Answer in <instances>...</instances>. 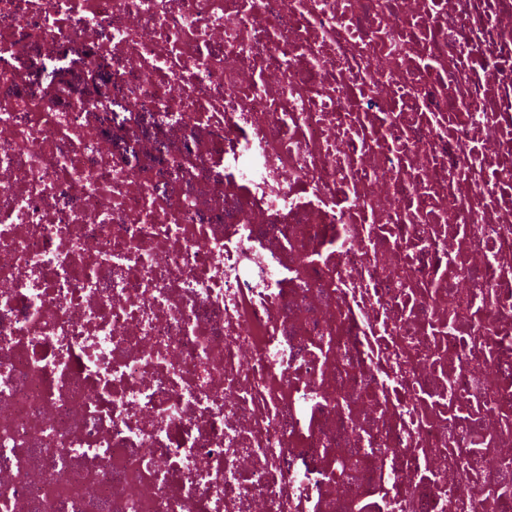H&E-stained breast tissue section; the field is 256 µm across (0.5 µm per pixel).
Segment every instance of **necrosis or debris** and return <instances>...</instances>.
<instances>
[{"label":"necrosis or debris","mask_w":512,"mask_h":512,"mask_svg":"<svg viewBox=\"0 0 512 512\" xmlns=\"http://www.w3.org/2000/svg\"><path fill=\"white\" fill-rule=\"evenodd\" d=\"M512 512V0H0V512Z\"/></svg>","instance_id":"necrosis-or-debris-1"}]
</instances>
